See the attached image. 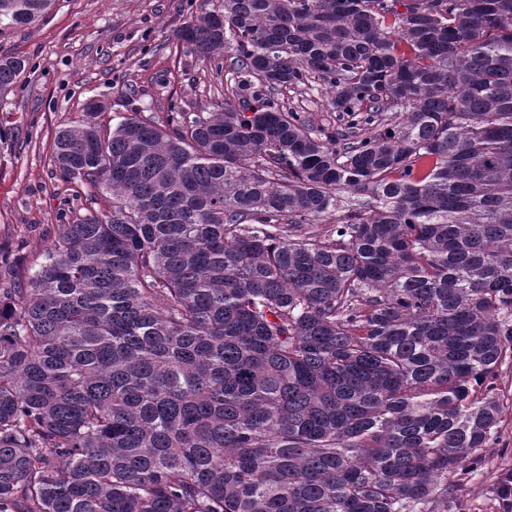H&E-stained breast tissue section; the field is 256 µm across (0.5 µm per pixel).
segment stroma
Returning <instances> with one entry per match:
<instances>
[{
    "label": "stroma",
    "instance_id": "stroma-1",
    "mask_svg": "<svg viewBox=\"0 0 512 512\" xmlns=\"http://www.w3.org/2000/svg\"><path fill=\"white\" fill-rule=\"evenodd\" d=\"M219 4L55 0L38 23L0 30V57L26 62L13 92L0 95V289L35 267L56 225L81 211L84 196L61 181L53 142L61 127L81 120L88 100L104 104L106 121L133 112L163 114L176 101L198 112L223 101L224 86L209 64L175 38L186 18ZM282 97L314 126L338 127L326 94L302 88ZM498 387L508 396L498 439L459 493L462 512H492L495 476L512 468V365L502 366Z\"/></svg>",
    "mask_w": 512,
    "mask_h": 512
}]
</instances>
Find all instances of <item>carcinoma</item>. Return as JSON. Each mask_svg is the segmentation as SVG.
<instances>
[{
	"label": "carcinoma",
	"mask_w": 512,
	"mask_h": 512,
	"mask_svg": "<svg viewBox=\"0 0 512 512\" xmlns=\"http://www.w3.org/2000/svg\"><path fill=\"white\" fill-rule=\"evenodd\" d=\"M177 39L224 102L55 136L85 213L0 290V512H458L512 363V0H221ZM315 84L343 125L279 97Z\"/></svg>",
	"instance_id": "obj_1"
}]
</instances>
